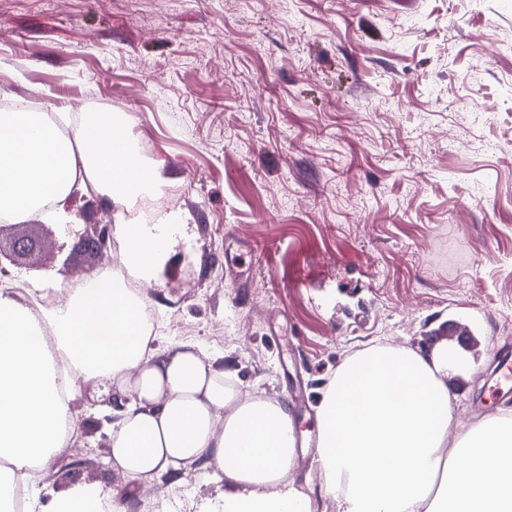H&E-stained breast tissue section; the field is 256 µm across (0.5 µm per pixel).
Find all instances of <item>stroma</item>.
Listing matches in <instances>:
<instances>
[{"instance_id": "1", "label": "stroma", "mask_w": 512, "mask_h": 512, "mask_svg": "<svg viewBox=\"0 0 512 512\" xmlns=\"http://www.w3.org/2000/svg\"><path fill=\"white\" fill-rule=\"evenodd\" d=\"M1 101L112 113L153 159L163 192L134 209L182 218L144 290L154 343H194L288 405V478L317 512H336L317 406L355 350L465 340L462 428L512 409V386L492 392L512 351V0H0ZM73 209L75 235L24 226L39 243L1 288L57 271V303L111 260L78 235L124 206L79 191ZM108 395L82 385L41 503L78 482L125 512L217 497L193 468L144 490L115 473Z\"/></svg>"}]
</instances>
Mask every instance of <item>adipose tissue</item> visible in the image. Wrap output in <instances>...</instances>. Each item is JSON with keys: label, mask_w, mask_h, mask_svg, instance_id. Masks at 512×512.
<instances>
[{"label": "adipose tissue", "mask_w": 512, "mask_h": 512, "mask_svg": "<svg viewBox=\"0 0 512 512\" xmlns=\"http://www.w3.org/2000/svg\"><path fill=\"white\" fill-rule=\"evenodd\" d=\"M75 186L132 203L161 183L111 113L1 111L0 215L70 223ZM120 230L129 272L152 273L170 239L140 224ZM91 281L38 311L0 289V512L18 482L73 444L83 382L130 399L110 441L112 466L127 479L201 465L231 485L201 512H311L288 480L294 426L282 402L241 397L230 370L193 343L151 347L142 300L104 275ZM317 417L318 462L336 512H512V418L480 422L475 445L450 440L447 346L429 356L390 345L355 352L337 367ZM117 509L95 483L29 503V512Z\"/></svg>", "instance_id": "obj_1"}]
</instances>
